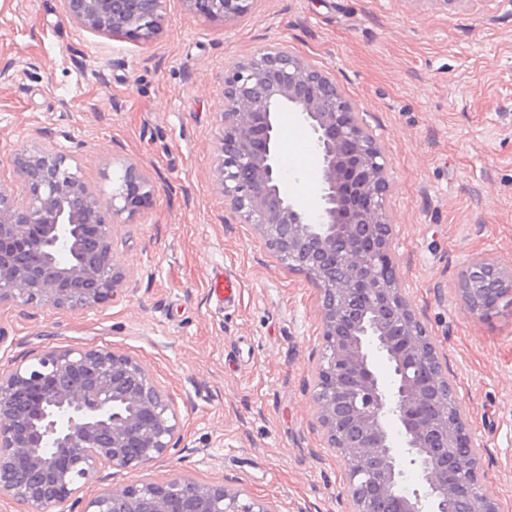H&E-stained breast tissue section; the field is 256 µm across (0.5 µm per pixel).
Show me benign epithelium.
<instances>
[{"instance_id":"1","label":"benign epithelium","mask_w":512,"mask_h":512,"mask_svg":"<svg viewBox=\"0 0 512 512\" xmlns=\"http://www.w3.org/2000/svg\"><path fill=\"white\" fill-rule=\"evenodd\" d=\"M207 19L247 12L251 0H183ZM83 29L153 41L167 0H60ZM217 185L224 204L320 292L324 346L311 396L326 447L346 474L353 512H500L481 489L480 460L462 402L433 337L416 315L392 253L389 162L333 75L271 45L231 63L220 93ZM309 131L321 157L314 206L284 189L280 110ZM63 145L23 148L0 187V303L89 312L130 275L116 259L118 226L147 208L152 180L128 164L110 201L73 172ZM95 228L93 240L81 226ZM512 267L474 256L457 296L472 316L504 291ZM169 394L137 358L108 346L46 349L0 369V497L55 512L101 471L143 469L176 444ZM420 482L403 487L409 471ZM272 512L269 503L177 475L83 500L81 512Z\"/></svg>"}]
</instances>
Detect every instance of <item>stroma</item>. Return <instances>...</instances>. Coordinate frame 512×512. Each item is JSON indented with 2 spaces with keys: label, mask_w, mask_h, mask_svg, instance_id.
Here are the masks:
<instances>
[{
  "label": "stroma",
  "mask_w": 512,
  "mask_h": 512,
  "mask_svg": "<svg viewBox=\"0 0 512 512\" xmlns=\"http://www.w3.org/2000/svg\"><path fill=\"white\" fill-rule=\"evenodd\" d=\"M273 43L333 74L385 151L402 287L465 407L482 489L512 512V305L473 317L456 293L473 256L512 265V0H254L223 21L169 0L148 44L90 34L59 0H0V185L16 181L14 150L59 142L102 196L130 162L155 186L118 228L130 287L91 312L0 304V368L109 346L169 393L176 447L84 496L185 474L275 512H350L311 404L318 290L215 181L224 74Z\"/></svg>",
  "instance_id": "obj_1"
}]
</instances>
